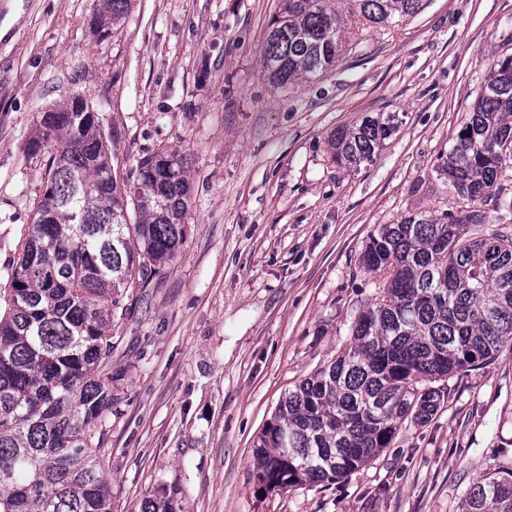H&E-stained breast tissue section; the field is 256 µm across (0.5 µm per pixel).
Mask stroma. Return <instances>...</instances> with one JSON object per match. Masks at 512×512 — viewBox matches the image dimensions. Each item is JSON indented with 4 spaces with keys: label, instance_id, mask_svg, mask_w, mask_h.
Here are the masks:
<instances>
[{
    "label": "stroma",
    "instance_id": "1",
    "mask_svg": "<svg viewBox=\"0 0 512 512\" xmlns=\"http://www.w3.org/2000/svg\"><path fill=\"white\" fill-rule=\"evenodd\" d=\"M0 0V289L51 153L29 142L72 92L104 103L118 179L185 156L191 230L112 318L105 422L112 512L174 493L177 512H463L473 482L512 468V352L438 380L429 420L339 482L260 490L254 445L289 389L352 343L381 279L360 254L383 224L460 200L442 172L495 63L512 55V0H425L371 26L335 7L342 51L279 88L260 46L283 0H133L107 37L95 0ZM398 127L374 161L336 163L331 136L364 116Z\"/></svg>",
    "mask_w": 512,
    "mask_h": 512
}]
</instances>
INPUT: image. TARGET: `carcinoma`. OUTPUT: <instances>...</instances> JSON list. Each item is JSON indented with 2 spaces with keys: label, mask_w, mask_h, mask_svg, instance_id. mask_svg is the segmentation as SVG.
Here are the masks:
<instances>
[{
  "label": "carcinoma",
  "mask_w": 512,
  "mask_h": 512,
  "mask_svg": "<svg viewBox=\"0 0 512 512\" xmlns=\"http://www.w3.org/2000/svg\"><path fill=\"white\" fill-rule=\"evenodd\" d=\"M132 0H97L108 35ZM333 0H285L261 48L270 81L295 83L339 55ZM375 26L418 14L424 0H347ZM396 130L367 116L331 143L346 168L373 160ZM52 147L10 285L0 294V512H112V485L94 428L112 413V307L146 283L188 235L185 158L137 160L136 180L112 176V135L80 92L42 113L32 148ZM512 168V55L489 72L443 166L465 209L409 216L368 237L362 266L383 277L342 355L302 380L259 437L264 489L332 483L392 442L399 422L426 421L443 395L422 386L512 351V224L488 223ZM135 207L129 222L127 202ZM141 512H176L170 495ZM464 512H512V470L470 486Z\"/></svg>",
  "instance_id": "carcinoma-1"
}]
</instances>
